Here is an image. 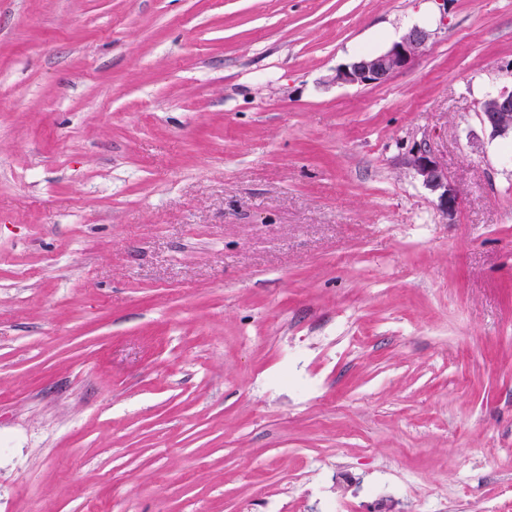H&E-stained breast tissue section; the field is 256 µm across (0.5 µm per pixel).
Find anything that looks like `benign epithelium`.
I'll return each mask as SVG.
<instances>
[{
    "label": "benign epithelium",
    "mask_w": 512,
    "mask_h": 512,
    "mask_svg": "<svg viewBox=\"0 0 512 512\" xmlns=\"http://www.w3.org/2000/svg\"><path fill=\"white\" fill-rule=\"evenodd\" d=\"M428 38L427 31L414 27L386 50L361 55L336 69L327 82L350 85L385 83L414 64ZM480 118L491 136L512 134V89L504 88L486 98ZM408 165L425 186L440 191V207L448 217H453L459 208V197L448 182V173L439 166L431 149L426 145L418 147L408 159Z\"/></svg>",
    "instance_id": "7a95c632"
}]
</instances>
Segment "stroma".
<instances>
[{"instance_id": "stroma-1", "label": "stroma", "mask_w": 512, "mask_h": 512, "mask_svg": "<svg viewBox=\"0 0 512 512\" xmlns=\"http://www.w3.org/2000/svg\"><path fill=\"white\" fill-rule=\"evenodd\" d=\"M505 87L512 0H0V512H512ZM428 38L427 31L414 27L386 50L361 55L336 69L327 82L350 85L385 83L414 64ZM480 118L492 137L512 135V89L504 88L486 98ZM407 164L423 184L434 191L440 190V207L452 218L459 208V197L448 182V173L442 169L431 151L426 146H419L408 159Z\"/></svg>"}]
</instances>
